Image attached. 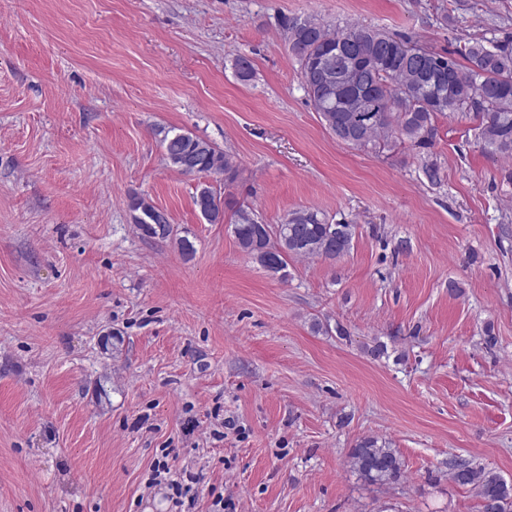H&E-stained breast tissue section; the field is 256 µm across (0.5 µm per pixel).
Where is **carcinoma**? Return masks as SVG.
Listing matches in <instances>:
<instances>
[{
  "label": "carcinoma",
  "mask_w": 512,
  "mask_h": 512,
  "mask_svg": "<svg viewBox=\"0 0 512 512\" xmlns=\"http://www.w3.org/2000/svg\"><path fill=\"white\" fill-rule=\"evenodd\" d=\"M288 48L299 65L307 102L331 133L355 129L357 113L344 85L350 70L360 71L368 99L378 105L376 122L344 141L352 149L381 153L399 147L427 149L437 141L438 117L461 112L477 122L476 145L492 157L512 158V33L501 37L470 36L454 52L424 47L412 36L353 24L333 29L316 17L281 21ZM170 167L183 175L189 160L195 175L224 176L233 183L238 166L232 155L187 132H165L161 139ZM135 224L148 237L166 239L172 224L157 225V208L144 197L131 201ZM239 247L268 272L285 271L288 258L335 260L347 253L355 225L333 222L322 212L304 209L288 214L275 226L258 223L240 207L232 224ZM349 466L371 483L397 481L403 462L390 443L363 437L349 453ZM448 479L475 491L481 512H512V485L483 467L460 460Z\"/></svg>",
  "instance_id": "cac0c4a2"
}]
</instances>
